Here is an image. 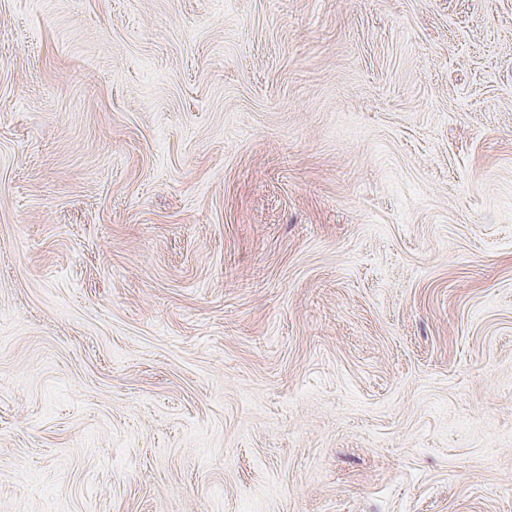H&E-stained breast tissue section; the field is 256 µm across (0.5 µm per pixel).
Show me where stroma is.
I'll return each instance as SVG.
<instances>
[{"instance_id": "stroma-1", "label": "stroma", "mask_w": 512, "mask_h": 512, "mask_svg": "<svg viewBox=\"0 0 512 512\" xmlns=\"http://www.w3.org/2000/svg\"><path fill=\"white\" fill-rule=\"evenodd\" d=\"M0 512H512V0H0Z\"/></svg>"}]
</instances>
